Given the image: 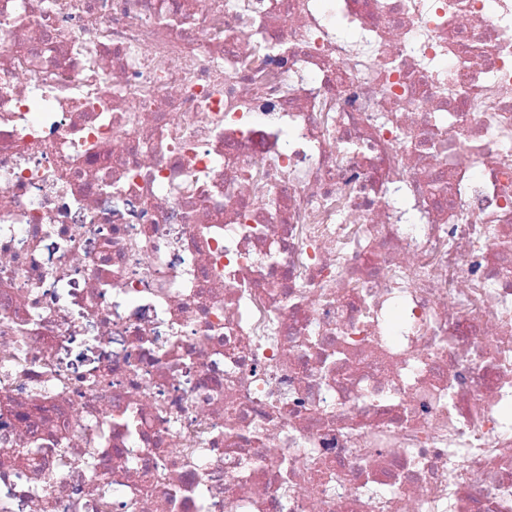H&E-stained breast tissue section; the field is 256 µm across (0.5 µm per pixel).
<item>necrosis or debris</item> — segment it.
Returning <instances> with one entry per match:
<instances>
[{"label":"necrosis or debris","instance_id":"necrosis-or-debris-1","mask_svg":"<svg viewBox=\"0 0 512 512\" xmlns=\"http://www.w3.org/2000/svg\"><path fill=\"white\" fill-rule=\"evenodd\" d=\"M507 404L512 0H0V512H512Z\"/></svg>","mask_w":512,"mask_h":512}]
</instances>
